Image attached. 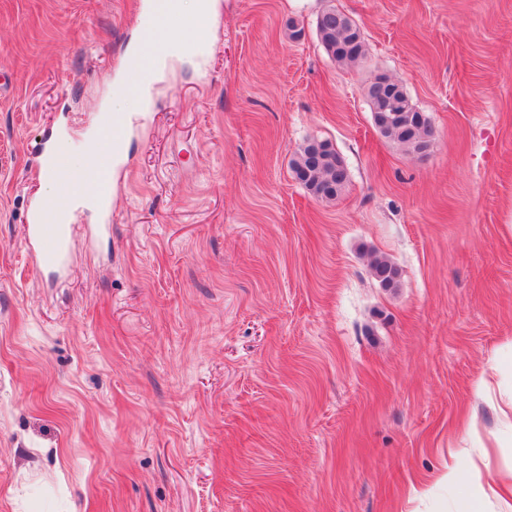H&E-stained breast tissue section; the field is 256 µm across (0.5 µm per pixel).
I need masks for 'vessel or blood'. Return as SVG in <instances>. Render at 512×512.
Wrapping results in <instances>:
<instances>
[{
    "label": "vessel or blood",
    "mask_w": 512,
    "mask_h": 512,
    "mask_svg": "<svg viewBox=\"0 0 512 512\" xmlns=\"http://www.w3.org/2000/svg\"><path fill=\"white\" fill-rule=\"evenodd\" d=\"M80 183L90 185L104 201L112 197V173L108 170L89 169L79 177ZM73 206L69 197H42L26 215L28 249L38 263L55 265L67 255L72 227L65 224Z\"/></svg>",
    "instance_id": "obj_1"
}]
</instances>
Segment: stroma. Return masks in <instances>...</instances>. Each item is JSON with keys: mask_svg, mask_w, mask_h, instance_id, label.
Here are the masks:
<instances>
[{"mask_svg": "<svg viewBox=\"0 0 512 512\" xmlns=\"http://www.w3.org/2000/svg\"><path fill=\"white\" fill-rule=\"evenodd\" d=\"M150 2L0 0V512H455L449 452L512 469L490 445L512 369L476 389L512 360V0H219L123 104L112 199L75 204L42 267L32 148L92 145ZM327 7L359 64L322 47ZM380 74L427 151L374 126ZM310 138L348 165L336 200L292 171ZM317 35L330 57L338 63H354L365 56L361 29L334 8L321 11L316 21ZM372 271L384 288L397 287L398 282V268L392 264L386 257H378L372 263Z\"/></svg>", "mask_w": 512, "mask_h": 512, "instance_id": "stroma-1", "label": "stroma"}]
</instances>
